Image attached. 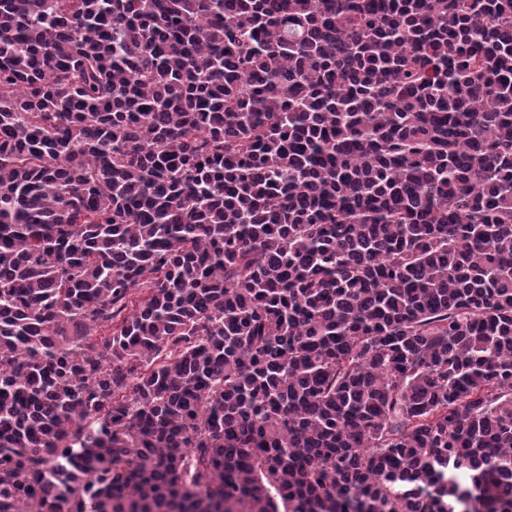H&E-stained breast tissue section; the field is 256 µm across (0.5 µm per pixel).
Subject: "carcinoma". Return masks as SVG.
I'll return each mask as SVG.
<instances>
[{
    "instance_id": "cac0c4a2",
    "label": "carcinoma",
    "mask_w": 512,
    "mask_h": 512,
    "mask_svg": "<svg viewBox=\"0 0 512 512\" xmlns=\"http://www.w3.org/2000/svg\"><path fill=\"white\" fill-rule=\"evenodd\" d=\"M0 512H512V0H0Z\"/></svg>"
}]
</instances>
